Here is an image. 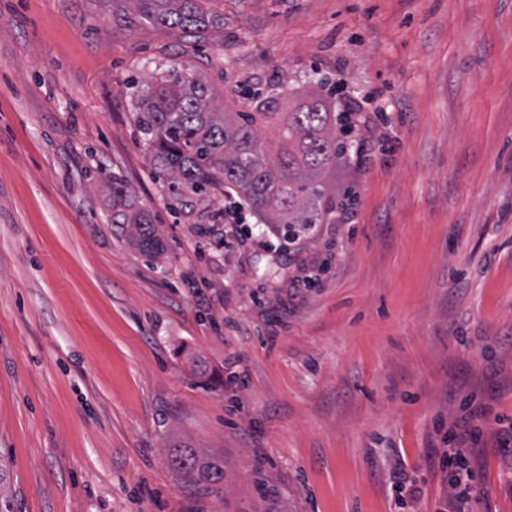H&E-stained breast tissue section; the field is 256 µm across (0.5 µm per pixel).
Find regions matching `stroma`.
I'll return each instance as SVG.
<instances>
[{
	"label": "stroma",
	"instance_id": "obj_1",
	"mask_svg": "<svg viewBox=\"0 0 512 512\" xmlns=\"http://www.w3.org/2000/svg\"><path fill=\"white\" fill-rule=\"evenodd\" d=\"M0 0V501L13 512H441L469 427L474 512H512V0ZM342 83L370 119L346 224L289 252L156 178L134 91L172 65ZM163 244L112 222V179ZM191 448L219 491L174 469ZM418 477L395 499L396 458ZM154 24L184 32L203 30L222 19L208 11L209 0H127Z\"/></svg>",
	"mask_w": 512,
	"mask_h": 512
}]
</instances>
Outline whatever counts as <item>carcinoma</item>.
Wrapping results in <instances>:
<instances>
[{"mask_svg":"<svg viewBox=\"0 0 512 512\" xmlns=\"http://www.w3.org/2000/svg\"><path fill=\"white\" fill-rule=\"evenodd\" d=\"M154 24L184 32L220 22L209 0H129ZM315 86L292 103L278 89L241 91L248 112H218L207 83L185 69H172L137 102L139 126L149 136L156 174L176 201L214 191L236 194L282 247L295 243L336 210L327 177L348 159L343 118L331 111ZM138 250L155 259L163 252L156 229L143 213L112 212ZM173 465L200 487L224 482V470L189 449Z\"/></svg>","mask_w":512,"mask_h":512,"instance_id":"carcinoma-1","label":"carcinoma"}]
</instances>
